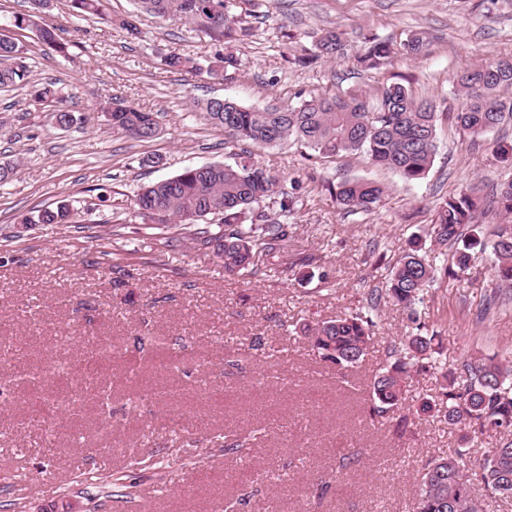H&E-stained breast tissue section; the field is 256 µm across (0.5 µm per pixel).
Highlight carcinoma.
Returning a JSON list of instances; mask_svg holds the SVG:
<instances>
[{"mask_svg":"<svg viewBox=\"0 0 512 512\" xmlns=\"http://www.w3.org/2000/svg\"><path fill=\"white\" fill-rule=\"evenodd\" d=\"M28 13L14 16V26L36 30L41 43L62 56L68 44L56 28L39 24L49 0H31ZM79 16H101L102 0H69ZM147 14L176 17L194 30L222 42L249 35L236 28L233 0H135ZM343 46V32L329 30L316 42L313 58H332ZM429 47L427 36L415 33L401 48L388 41L368 37L357 62L367 70L391 63L399 51L420 56ZM170 71L198 70L194 59L177 53L162 58ZM29 64L24 47L0 38V92H8L26 82ZM30 96L54 112L61 127L74 119L62 107L55 83L31 86ZM456 109L447 113L472 140L495 132L512 121V60L500 59L466 68L458 79ZM207 120L224 130V143L251 144L259 148L296 143L311 151L309 157H338L362 153L375 165L396 173L406 182H417L429 173L437 150L438 112L434 105L419 101L401 83L382 87L372 104L357 90L311 96L295 105L247 107L227 98H210L198 103ZM112 127L126 137L146 141L156 136L157 122L152 112L120 100L105 102ZM491 152L503 164L505 175L496 184L489 207L501 217H512V143L490 142ZM384 189L373 181L348 179L334 190L339 206L348 212H370L381 201ZM272 201L282 217H288L296 204L294 194L279 186V179L242 156L232 163H209L186 168L180 173L143 187L136 195L138 212L156 211V224H195L209 216L219 217L222 229L216 234L198 232L200 245L209 247L222 261L228 276L254 273L256 256L270 255L287 247L288 224L271 221L263 210ZM480 197L476 192L450 195L438 203L433 219L434 241L453 249L451 265L444 275L460 278L468 269L473 252L492 248L497 280L512 284V233L498 232L488 243L477 221ZM71 216L69 205L45 208L25 218L29 224H60ZM438 268L414 242L393 266L385 287L371 291L370 305L337 319L300 329L311 348L336 371L352 368L368 355L374 327L373 312L386 300L417 321L416 306L423 302L426 287L434 281ZM442 347L435 337L416 333L402 343V352L381 369L371 386V413L383 417L399 411L406 400L413 374L437 371L439 383L435 399H425L422 410L438 407L444 421L462 431L461 441L470 435L495 438V445L483 451L480 484L500 500H512V366L489 358L463 362L448 368L439 361ZM464 448H452L445 456L430 460L419 476L420 493L415 512H483V503L473 483L463 472Z\"/></svg>","mask_w":512,"mask_h":512,"instance_id":"obj_1","label":"carcinoma"}]
</instances>
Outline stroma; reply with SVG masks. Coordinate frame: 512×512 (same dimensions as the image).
<instances>
[{
	"label": "stroma",
	"mask_w": 512,
	"mask_h": 512,
	"mask_svg": "<svg viewBox=\"0 0 512 512\" xmlns=\"http://www.w3.org/2000/svg\"><path fill=\"white\" fill-rule=\"evenodd\" d=\"M28 8L0 0V35L24 46L31 81L57 83L76 122L59 127L27 89L0 93V163L20 166L0 186V384L9 390L0 465L26 475L0 492V512H92L100 474L141 489L128 502L112 485L101 512H224L228 501L238 512H413L424 464L460 437L433 412L396 435L372 417L369 383L389 348L418 330L441 336L452 366L512 357V288L497 286L492 254H474L462 279L437 278L418 322L380 305L374 344L347 378L294 329L367 307L412 240L436 256V203L474 186L489 196L502 173L492 152L439 122L431 170L407 183L360 155L311 160L293 144L249 147L298 201L287 252L245 277L225 276L192 226L153 223L133 200L183 169L231 162L223 129L198 107L211 97L264 106L358 89L371 99L399 82L445 110L464 67L512 56V0H240L235 13L251 34L224 44L147 14L132 36L51 0L43 21L68 42L65 58L15 27ZM329 29L344 32L343 54L311 61ZM417 30L430 37L425 55L357 67L363 35L397 45ZM219 51L238 67L213 76L161 63L177 52L205 65ZM114 96L154 112L157 135L139 142L114 131L101 110ZM158 155L163 165L152 164ZM348 178L384 187L373 211L337 206L328 186ZM62 203L68 222L27 223ZM108 341L120 356L95 375L107 404L91 396L64 418L52 406L73 395L66 379L21 380L60 358L83 364ZM163 353L177 368L156 369ZM241 436L245 453L225 452V439Z\"/></svg>",
	"instance_id": "1"
}]
</instances>
